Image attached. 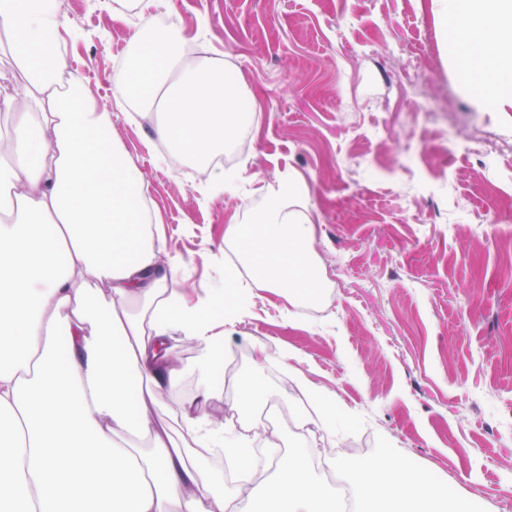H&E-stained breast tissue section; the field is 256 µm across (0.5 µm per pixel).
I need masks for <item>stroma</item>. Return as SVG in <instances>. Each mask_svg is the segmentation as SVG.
Returning a JSON list of instances; mask_svg holds the SVG:
<instances>
[{"label":"stroma","instance_id":"stroma-1","mask_svg":"<svg viewBox=\"0 0 512 512\" xmlns=\"http://www.w3.org/2000/svg\"><path fill=\"white\" fill-rule=\"evenodd\" d=\"M80 37L66 59L111 96L135 31L174 28L224 62L254 98V129L234 191L160 161L148 119L112 113V132L150 185L175 286L225 285L224 226L259 210L261 186L306 188L312 244L328 286L318 307L256 292L233 325L212 416L228 427L240 383L262 375L268 401L310 414L279 350L326 389L334 433L274 432L276 457L305 449L405 451L477 512H512V104L463 85L437 0H165L146 20L113 0H61ZM271 355L257 364L250 343Z\"/></svg>","mask_w":512,"mask_h":512}]
</instances>
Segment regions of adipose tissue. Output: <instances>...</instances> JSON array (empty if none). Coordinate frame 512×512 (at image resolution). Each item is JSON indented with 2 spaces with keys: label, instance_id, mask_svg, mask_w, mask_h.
I'll return each mask as SVG.
<instances>
[{
  "label": "adipose tissue",
  "instance_id": "obj_1",
  "mask_svg": "<svg viewBox=\"0 0 512 512\" xmlns=\"http://www.w3.org/2000/svg\"><path fill=\"white\" fill-rule=\"evenodd\" d=\"M462 47L468 85L497 98L512 83V0H438ZM60 0H0V58L20 79L0 94V512H344L315 478L313 458L289 455L258 469L247 440L228 438L206 407L232 339L217 309L253 289L289 303L325 286L312 259L315 228L295 179L267 186L266 206L224 227L251 271L229 289L194 298L173 289L149 184L112 134V110L136 101L156 140L225 189L217 164L253 128L235 77L193 56L180 32L140 43L130 72L100 97L69 68ZM66 338L58 354V338ZM200 354V390L172 400L177 345ZM240 473L225 491L203 464L214 450ZM364 507L378 512H475L472 498L380 455L345 466Z\"/></svg>",
  "mask_w": 512,
  "mask_h": 512
}]
</instances>
